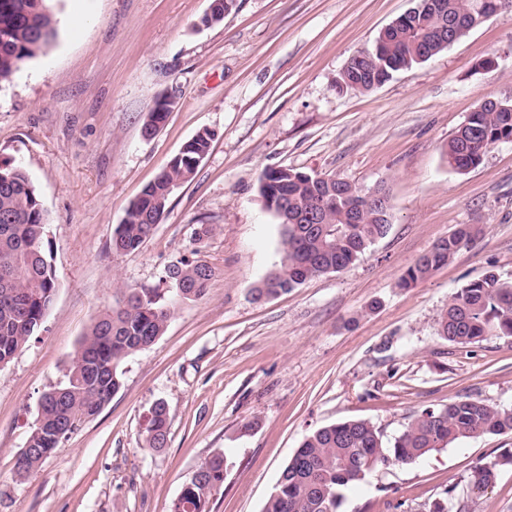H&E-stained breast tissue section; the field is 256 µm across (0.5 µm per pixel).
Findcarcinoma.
<instances>
[{
	"label": "carcinoma",
	"mask_w": 512,
	"mask_h": 512,
	"mask_svg": "<svg viewBox=\"0 0 512 512\" xmlns=\"http://www.w3.org/2000/svg\"><path fill=\"white\" fill-rule=\"evenodd\" d=\"M49 0H0V82L11 80L26 60L36 57L57 35L58 19ZM485 0H419L407 26L387 33L381 55L346 70L340 80L348 89L369 92L399 71L421 64L448 48V33L465 37L480 25ZM210 26L224 21L237 0H212ZM499 106L470 113L448 140V167L463 172L480 165L492 145L512 140V97ZM167 103L156 100L142 130L157 129L167 119ZM214 133L203 129L147 184L126 209L112 238L117 251L133 252L152 235L168 209L174 191L189 181L205 157ZM264 207L288 211L283 225L281 261L253 288L257 300L287 293L307 279L340 272L357 262L390 229V221L373 207L364 208L358 189L347 180L326 195L315 175L270 168L260 177ZM47 216L22 167L0 165V367L11 362L41 325L58 288L46 239ZM483 232L480 224H462L410 265L400 278L409 287L428 278ZM214 270L207 263L183 259L166 268L163 282L172 295L158 288H118L107 306L82 336L63 391H48L41 404L44 426L30 434L29 452H18L15 475L24 479L60 444L54 427L72 433L97 415L122 385L120 366L138 351L152 346L168 326L176 305L204 297ZM439 335L456 344H472L489 336L512 337V279L490 274L472 281L448 299L438 319ZM512 433V408L469 395L438 409H425L391 441L366 420H348L307 435L283 469L262 512H338L344 491L362 483L376 469L410 465L465 438ZM168 436L165 403L150 410L145 442L161 448ZM512 462L502 457L474 467L468 484L474 490L491 486L498 467ZM231 463L223 454L210 458L201 479L183 486L171 512H208L211 498L224 485Z\"/></svg>",
	"instance_id": "carcinoma-1"
}]
</instances>
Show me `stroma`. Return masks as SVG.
<instances>
[{
	"instance_id": "obj_1",
	"label": "stroma",
	"mask_w": 512,
	"mask_h": 512,
	"mask_svg": "<svg viewBox=\"0 0 512 512\" xmlns=\"http://www.w3.org/2000/svg\"><path fill=\"white\" fill-rule=\"evenodd\" d=\"M58 37L0 83V163L23 167L48 214L59 287L35 335L0 367V512H169L214 454L232 463L209 512H262L304 437L367 420L395 437L413 416L462 395L512 405V337L455 344L438 333L449 297L512 278V141L476 168H449V138L477 104L512 96V11L368 93L340 90L413 0H239L198 29L210 0H51ZM178 105L152 139L155 99ZM215 139L132 253L112 237L142 188L202 129ZM336 175L389 191L391 228L346 270L254 301L280 263L283 228L258 181L269 168ZM210 232L196 241L200 225ZM462 224L483 233L428 279L404 271ZM214 270L203 299L176 306L156 343L121 366L122 387L24 480L14 473L44 393L117 288H157L167 266ZM165 447H147L157 400ZM254 423L243 434L245 423ZM512 453V434L463 439L376 470L339 512H512V466L472 493L476 465Z\"/></svg>"
}]
</instances>
